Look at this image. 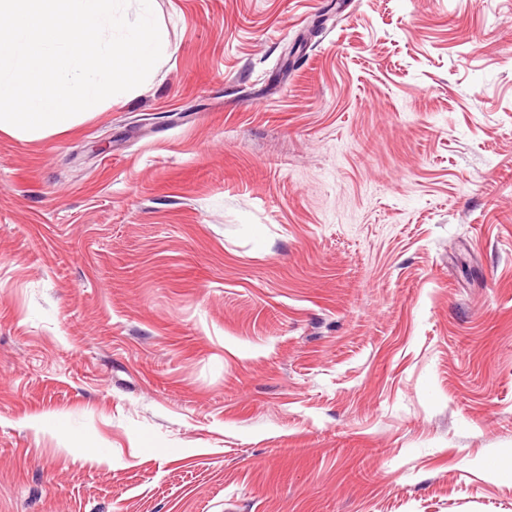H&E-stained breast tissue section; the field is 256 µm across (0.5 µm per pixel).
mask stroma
<instances>
[{"label":"stroma","mask_w":512,"mask_h":512,"mask_svg":"<svg viewBox=\"0 0 512 512\" xmlns=\"http://www.w3.org/2000/svg\"><path fill=\"white\" fill-rule=\"evenodd\" d=\"M154 7L0 132V512H512V0Z\"/></svg>","instance_id":"stroma-1"}]
</instances>
